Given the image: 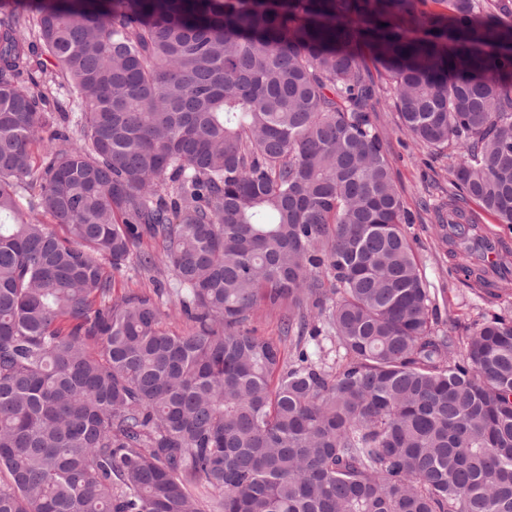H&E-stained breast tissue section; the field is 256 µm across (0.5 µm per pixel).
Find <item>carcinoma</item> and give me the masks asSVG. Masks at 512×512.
<instances>
[{
    "label": "carcinoma",
    "mask_w": 512,
    "mask_h": 512,
    "mask_svg": "<svg viewBox=\"0 0 512 512\" xmlns=\"http://www.w3.org/2000/svg\"><path fill=\"white\" fill-rule=\"evenodd\" d=\"M418 2L0 0V512H512V320L436 335L363 72L512 226V3ZM112 294L116 298L130 295L154 294L156 281L167 285L173 281V272L161 263H158V269L152 272H145L138 268L136 258L128 262L119 271H112ZM175 299V295L163 296L162 306L163 310L169 314V319L167 320L169 328L176 333H183L189 328L191 323L186 316L182 314L180 305ZM282 310H270L261 306L255 313L250 327L256 329L259 336H270L278 340L281 333Z\"/></svg>",
    "instance_id": "carcinoma-1"
}]
</instances>
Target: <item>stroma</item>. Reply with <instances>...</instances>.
<instances>
[{"label": "stroma", "instance_id": "obj_1", "mask_svg": "<svg viewBox=\"0 0 512 512\" xmlns=\"http://www.w3.org/2000/svg\"><path fill=\"white\" fill-rule=\"evenodd\" d=\"M378 105V130L393 163L398 188L410 222L403 231L413 247L417 263L428 287L436 297L438 334L465 341L466 337L495 315L512 318V289L498 299H487L475 282L464 280L454 271L456 259L437 224L432 207L447 200L450 170L461 160L456 147L440 151L414 142L401 128L393 104V93L382 70L370 68ZM166 266L145 272L136 262H128L112 274L114 297L153 293L156 283L172 282Z\"/></svg>", "mask_w": 512, "mask_h": 512}]
</instances>
